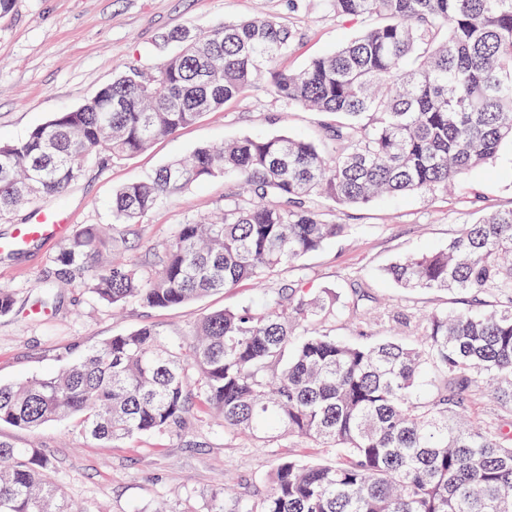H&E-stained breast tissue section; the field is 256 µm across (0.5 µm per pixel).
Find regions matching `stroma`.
Segmentation results:
<instances>
[{"mask_svg": "<svg viewBox=\"0 0 512 512\" xmlns=\"http://www.w3.org/2000/svg\"><path fill=\"white\" fill-rule=\"evenodd\" d=\"M260 12L291 19L297 31L293 50L278 63L283 70L302 68L354 34L324 0H304L294 14L288 0H12L0 12V142L24 138L57 113L81 105L122 68L151 71L177 51L169 39L173 31L204 32ZM320 120V113L259 89L227 101L222 111L204 114L147 151L122 159L94 154L64 197L71 227L110 226L105 252L142 272L154 271L182 224L223 213L225 199L237 191L236 180L226 175L189 185L137 224L113 223L116 189L196 148L243 137L313 136ZM310 205L335 217L345 232L263 285L246 281L171 308L135 301L109 304L78 275L61 285L56 262L65 245L61 239L0 254V288L15 299L13 311L0 317V384L43 376L146 324L181 347L206 315L257 306L297 281L316 292L339 290L347 301L358 284L372 305L417 314L445 307L448 293L406 291L382 279L379 271L404 255L445 247L460 225L480 212L512 207V151L503 150L498 159L464 175L445 194L402 195L352 208L316 197ZM0 440L49 454L53 481L91 512H153L161 503L169 512H209L211 494L222 484L263 490L275 459L336 458L334 450L307 448L288 438L261 446L254 437L225 427L217 411L199 400L182 435L146 434L105 445L87 438L80 416L70 415L36 428L1 422Z\"/></svg>", "mask_w": 512, "mask_h": 512, "instance_id": "obj_1", "label": "stroma"}]
</instances>
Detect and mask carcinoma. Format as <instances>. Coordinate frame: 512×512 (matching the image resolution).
<instances>
[{
    "instance_id": "cac0c4a2",
    "label": "carcinoma",
    "mask_w": 512,
    "mask_h": 512,
    "mask_svg": "<svg viewBox=\"0 0 512 512\" xmlns=\"http://www.w3.org/2000/svg\"><path fill=\"white\" fill-rule=\"evenodd\" d=\"M358 34L293 71L275 68L296 41L280 17L226 22L152 73L118 72L82 105L26 138L0 143V220L34 198L62 200L84 161L147 150L206 112L261 87L322 115L316 140L244 137L199 148L117 189L116 224H137L192 183L232 175L247 187L213 224L181 225L144 278L98 264L97 226L57 256L101 299L183 305L262 281L318 250L346 225L307 206H340L448 190L512 146V0H327ZM385 275L398 287L445 290L453 306L423 316L386 309L401 337L336 335L345 305L332 291L288 284L257 310L203 317L187 347L145 325L45 377L0 385V422L33 428L78 414L95 440L182 433L188 383L224 426L266 445L288 437L336 450L329 464L277 460L267 486L209 512H512V207L461 225L442 249L409 254ZM501 413L471 421L478 382ZM0 512H72L51 457L0 441Z\"/></svg>"
}]
</instances>
